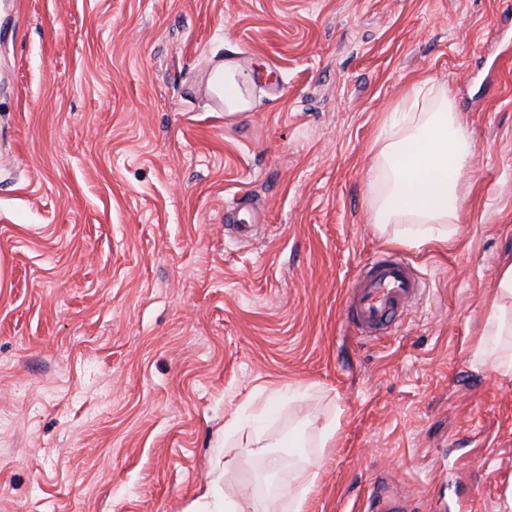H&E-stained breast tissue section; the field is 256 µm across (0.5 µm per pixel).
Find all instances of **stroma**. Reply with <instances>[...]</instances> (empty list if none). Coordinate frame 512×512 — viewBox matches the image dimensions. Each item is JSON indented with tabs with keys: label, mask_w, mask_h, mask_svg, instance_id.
Returning a JSON list of instances; mask_svg holds the SVG:
<instances>
[{
	"label": "stroma",
	"mask_w": 512,
	"mask_h": 512,
	"mask_svg": "<svg viewBox=\"0 0 512 512\" xmlns=\"http://www.w3.org/2000/svg\"><path fill=\"white\" fill-rule=\"evenodd\" d=\"M228 58L251 111L207 90ZM424 78L472 157L448 242L412 245L372 216ZM383 251L428 291L371 341L342 305ZM508 257L512 0H0V512H189L213 482L290 512L318 456L305 512H364L381 474L512 512V378L472 364ZM322 466L320 459H309L299 468L294 476V482L299 492L293 498V511L302 512L307 495L316 486L319 469Z\"/></svg>",
	"instance_id": "1"
}]
</instances>
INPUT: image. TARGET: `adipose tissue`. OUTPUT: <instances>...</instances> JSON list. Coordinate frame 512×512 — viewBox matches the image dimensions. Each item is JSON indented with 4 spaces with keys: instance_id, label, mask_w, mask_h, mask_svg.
<instances>
[{
    "instance_id": "adipose-tissue-1",
    "label": "adipose tissue",
    "mask_w": 512,
    "mask_h": 512,
    "mask_svg": "<svg viewBox=\"0 0 512 512\" xmlns=\"http://www.w3.org/2000/svg\"><path fill=\"white\" fill-rule=\"evenodd\" d=\"M228 112L253 105L254 79L232 59L216 64L208 82ZM381 151L386 190L374 213L378 224H413L423 242L447 239L461 206L457 178L470 157L467 132L451 101L432 80L419 81L385 121ZM479 365L512 377V262L500 268L496 299L473 350Z\"/></svg>"
}]
</instances>
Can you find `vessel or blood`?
<instances>
[{
    "label": "vessel or blood",
    "instance_id": "obj_1",
    "mask_svg": "<svg viewBox=\"0 0 512 512\" xmlns=\"http://www.w3.org/2000/svg\"><path fill=\"white\" fill-rule=\"evenodd\" d=\"M425 283L404 258L383 252L358 274L347 295L344 318L367 338L397 332L408 308L423 294ZM410 503L379 481L369 498L367 512H410Z\"/></svg>",
    "mask_w": 512,
    "mask_h": 512
}]
</instances>
